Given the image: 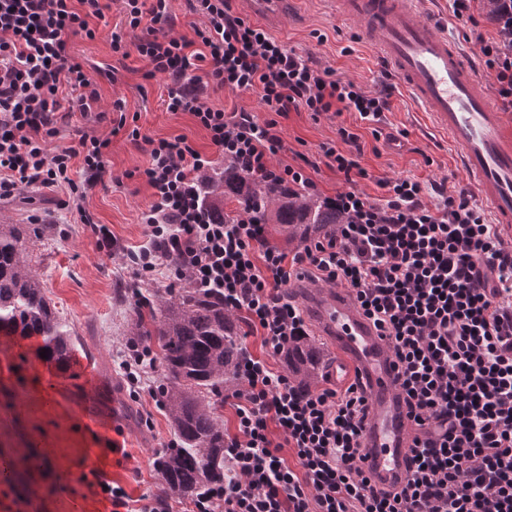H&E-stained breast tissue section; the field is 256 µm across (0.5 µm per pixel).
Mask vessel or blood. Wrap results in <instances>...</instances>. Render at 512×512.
<instances>
[{
  "instance_id": "b4317fda",
  "label": "vessel or blood",
  "mask_w": 512,
  "mask_h": 512,
  "mask_svg": "<svg viewBox=\"0 0 512 512\" xmlns=\"http://www.w3.org/2000/svg\"><path fill=\"white\" fill-rule=\"evenodd\" d=\"M420 0H335L339 19L355 22L390 66L429 123L457 151L503 234L512 239V113L501 111L488 85L467 66L446 26L423 15ZM296 300L341 356L336 380L365 389L368 419L364 469L376 485H404L410 468L412 421L400 394L401 368L386 339L348 291L296 281Z\"/></svg>"
}]
</instances>
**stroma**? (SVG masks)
<instances>
[{
    "label": "stroma",
    "mask_w": 512,
    "mask_h": 512,
    "mask_svg": "<svg viewBox=\"0 0 512 512\" xmlns=\"http://www.w3.org/2000/svg\"><path fill=\"white\" fill-rule=\"evenodd\" d=\"M422 6L446 21L449 34L467 52L475 50L473 30L491 39L497 36L488 22L475 27L457 19L452 0H423ZM233 7L288 50L334 69L337 77L368 91L388 94V108L375 124L347 111L317 117L304 110L292 111L281 120L286 149L279 159L295 166L305 156L317 161L318 169L307 172L316 193L332 197L347 188L334 169L323 165L321 152L322 145H339L337 130L342 126L361 137L359 163L368 176L357 179L355 187L371 198L384 196L381 181L395 178L411 179L426 188L442 182L452 195L467 189L447 141L430 129L423 111L354 26L337 20L331 0H288L283 12L264 11L255 0H233ZM105 20L95 39L78 37L71 42L73 54L98 75L100 109L105 117L99 120L73 113L59 143L71 145L82 131L111 136V177L88 194L84 207L93 216V224L109 228L121 252H99L93 224L81 223L76 211L64 207L66 194L59 190L25 189L0 200V215L11 224H38L39 236L27 242L29 258L47 298L77 338L75 358L92 359L105 388H120L128 400L120 410V421H113L108 411L89 416L88 387L82 372L74 370L62 378L45 373L35 380L23 379L16 372L13 356L0 354V458L14 459L17 489L16 494L0 496V512H109L110 505L90 472L94 465L132 499L156 495L158 458L175 439L164 411L148 394L131 397L123 368L127 331L136 315L135 294L155 298L164 293L173 275L165 269L155 280L138 284L129 273L122 251L145 243L146 227L140 216L150 202L148 187L133 171L147 166L149 155L127 132L111 135V121L122 111L135 116L143 135L186 137L207 155L212 167H223L224 158L189 113L167 111L165 79H144L146 66L137 53L124 57L113 52L112 31L126 28L121 0H112ZM105 69L114 70V79L102 77ZM375 128L380 129V137L372 136ZM111 430L117 435L116 446L101 448V433ZM23 448L47 454L53 460L51 467H28L19 457Z\"/></svg>",
    "instance_id": "35a3bbf8"
}]
</instances>
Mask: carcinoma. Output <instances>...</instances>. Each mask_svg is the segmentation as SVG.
Wrapping results in <instances>:
<instances>
[{"instance_id": "1", "label": "carcinoma", "mask_w": 512, "mask_h": 512, "mask_svg": "<svg viewBox=\"0 0 512 512\" xmlns=\"http://www.w3.org/2000/svg\"><path fill=\"white\" fill-rule=\"evenodd\" d=\"M506 0H480L485 17L496 25L501 43L512 46V28L504 15ZM210 220L231 224L252 213L262 224H273L288 242L330 230L347 221L332 199L298 186L283 187L247 174L224 160V169L206 167L196 173ZM159 312L138 313L129 335L158 345L164 373L158 386L163 409L174 428L176 447L159 460L161 492L196 501L224 487V424L214 397L239 383L244 357L232 315L224 301L195 288H169L158 297ZM41 340L38 349L63 365L75 344L67 325L45 296L16 224H0V350L20 339ZM295 385L307 391L318 378L321 353L307 336L283 351Z\"/></svg>"}]
</instances>
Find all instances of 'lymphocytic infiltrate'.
<instances>
[{
  "label": "lymphocytic infiltrate",
  "mask_w": 512,
  "mask_h": 512,
  "mask_svg": "<svg viewBox=\"0 0 512 512\" xmlns=\"http://www.w3.org/2000/svg\"><path fill=\"white\" fill-rule=\"evenodd\" d=\"M192 36L176 34L169 0H123L134 44L112 32L113 52L135 49L146 79L169 84L167 109L188 112L219 154L252 176L286 186L307 183L304 167L277 164L279 118L353 111L379 121L386 96L336 78L247 23L231 0H186ZM102 0H0V198L33 186L66 191L82 223L87 194L109 174L110 139L82 134L54 142L69 113H95L97 82L70 50L95 39ZM500 105L512 112V48L478 38ZM254 92L262 115L225 112L210 92ZM323 146L329 168L364 176L360 136L337 130ZM138 176L152 190L141 213L147 240L128 252L135 280L160 266L197 290L218 295L262 339L264 357L246 354L239 384L224 401L234 410L224 443V487L192 512H512V242L472 195L428 201L420 183L384 181L373 200L337 193L348 216L333 234L293 253L267 242L248 216L213 224L203 213L198 170L210 161L186 137L148 139ZM340 286L387 337L401 366V392L414 423L412 465L402 489L364 475L367 398L359 383L299 392L270 359L309 324L288 294L293 281ZM294 451L293 459L282 455Z\"/></svg>",
  "instance_id": "1"
}]
</instances>
